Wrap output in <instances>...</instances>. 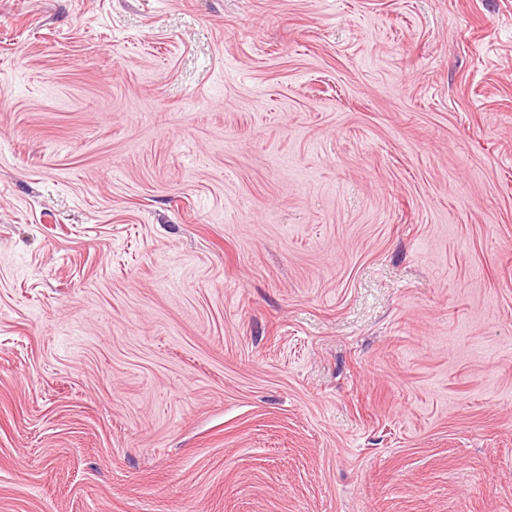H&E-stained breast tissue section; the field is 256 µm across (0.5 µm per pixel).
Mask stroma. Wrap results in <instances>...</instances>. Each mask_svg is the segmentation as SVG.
Returning <instances> with one entry per match:
<instances>
[{
    "label": "stroma",
    "mask_w": 512,
    "mask_h": 512,
    "mask_svg": "<svg viewBox=\"0 0 512 512\" xmlns=\"http://www.w3.org/2000/svg\"><path fill=\"white\" fill-rule=\"evenodd\" d=\"M0 512H512V0H0Z\"/></svg>",
    "instance_id": "obj_1"
}]
</instances>
